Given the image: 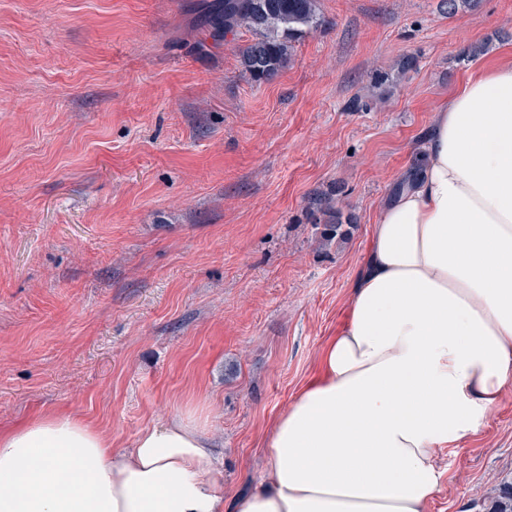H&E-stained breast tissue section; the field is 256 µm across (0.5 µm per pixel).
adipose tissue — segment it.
Instances as JSON below:
<instances>
[{
	"label": "adipose tissue",
	"mask_w": 512,
	"mask_h": 512,
	"mask_svg": "<svg viewBox=\"0 0 512 512\" xmlns=\"http://www.w3.org/2000/svg\"><path fill=\"white\" fill-rule=\"evenodd\" d=\"M418 163L272 427L266 485L225 502L201 410L127 448L45 413L0 433V512H428L440 449L512 390V63L439 107Z\"/></svg>",
	"instance_id": "obj_1"
}]
</instances>
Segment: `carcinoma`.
<instances>
[{
    "label": "carcinoma",
    "mask_w": 512,
    "mask_h": 512,
    "mask_svg": "<svg viewBox=\"0 0 512 512\" xmlns=\"http://www.w3.org/2000/svg\"><path fill=\"white\" fill-rule=\"evenodd\" d=\"M190 8L214 40L234 37L242 29L252 33L239 55L244 72L259 83L273 79L288 65L294 43L322 26L317 0H198ZM317 211L324 235L342 239L344 216L332 198L318 200Z\"/></svg>",
    "instance_id": "obj_1"
}]
</instances>
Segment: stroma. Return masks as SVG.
<instances>
[{"label":"stroma","instance_id":"stroma-1","mask_svg":"<svg viewBox=\"0 0 512 512\" xmlns=\"http://www.w3.org/2000/svg\"><path fill=\"white\" fill-rule=\"evenodd\" d=\"M185 2L0 0V432L67 412L126 448L202 408L229 500L264 480L433 113L512 61V0H318L265 83L249 32L195 52ZM321 194L353 215L345 240H324ZM438 463L428 512H493L512 391Z\"/></svg>","mask_w":512,"mask_h":512}]
</instances>
